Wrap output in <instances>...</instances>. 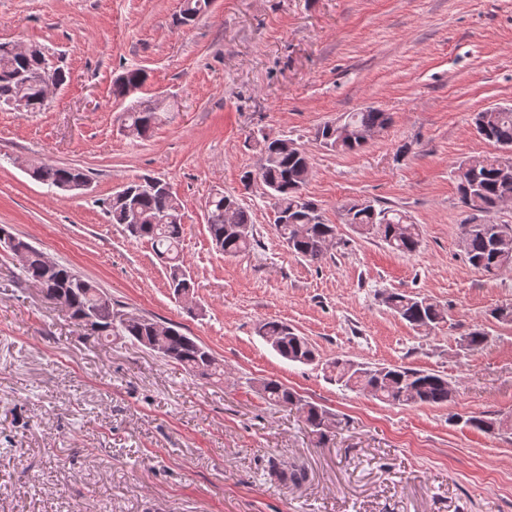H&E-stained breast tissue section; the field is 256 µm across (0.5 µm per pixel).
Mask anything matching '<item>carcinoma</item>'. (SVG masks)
<instances>
[{"label":"carcinoma","mask_w":512,"mask_h":512,"mask_svg":"<svg viewBox=\"0 0 512 512\" xmlns=\"http://www.w3.org/2000/svg\"><path fill=\"white\" fill-rule=\"evenodd\" d=\"M210 4V0H183L178 22L188 25ZM52 68L43 46L22 52L9 42L0 43V108L12 107L21 95L29 100L31 111L40 105L39 72ZM147 79L141 68H129L113 84L112 94L120 98L126 85L143 84ZM130 126L149 134L161 121V110L147 111L132 105L125 112ZM345 121L357 130H381L389 121L377 108L350 112ZM478 135L485 141L512 150V107L473 115ZM315 139L330 151L353 152L365 145L360 139L337 141L328 125L316 130ZM281 138L262 136V162L257 175L246 173L244 180L258 178L275 208L278 237L295 255L307 261H321L335 228L324 222L317 203L304 193L311 168L306 149L285 151ZM34 179L50 189L77 179H86L85 170L44 162L33 169ZM457 188L461 204L476 212H491L499 201L512 198V156L486 157L477 173L458 166ZM109 222L118 224L129 237L149 241L165 261L169 287L181 297L192 295L194 282L181 255L184 215L168 184L159 178H146L123 187L119 194L104 202ZM341 219L360 235H374L393 251L412 253L420 245L419 226L405 214L390 207H375L364 202L343 205ZM206 224L212 241L228 256L246 253L255 244L249 210L232 193H215L206 205ZM468 262L487 274L512 267V225L467 221L460 225ZM20 260V276L40 289L44 297L61 305L69 318L82 328L87 338L99 343L117 331L151 352H159L167 362L175 363L189 374L206 379L224 376V364L204 345L181 332L180 327L153 319L114 311L112 299L75 269L49 260L42 250L0 226V243ZM384 303L413 327L435 326L447 318V311L424 296L392 292ZM271 347L290 362L308 364L316 352L307 338L293 332L284 322L266 321L258 329ZM329 379L352 391L368 390L375 399L389 405H442L453 400V391L444 377L406 366L365 367L340 357L325 363ZM265 400L274 407L295 406L306 424L323 439L332 425V414L324 407L303 400L276 379L259 382ZM465 426L484 433H496L506 422L485 415L458 417Z\"/></svg>","instance_id":"1"}]
</instances>
